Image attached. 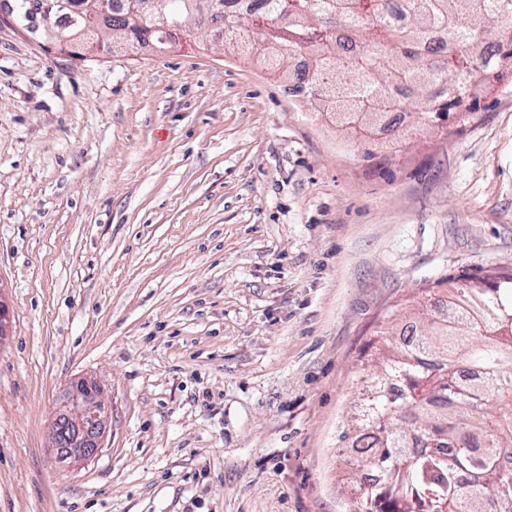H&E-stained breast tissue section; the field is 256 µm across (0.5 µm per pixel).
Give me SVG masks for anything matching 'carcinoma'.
<instances>
[{"mask_svg":"<svg viewBox=\"0 0 512 512\" xmlns=\"http://www.w3.org/2000/svg\"><path fill=\"white\" fill-rule=\"evenodd\" d=\"M133 15V0L112 12V27L164 47V30L188 19L192 0H156ZM230 34L248 18L267 48L271 70L297 52L311 53L314 75L297 74L291 95L333 98L342 125L404 105L393 95L420 96L418 122L444 131L450 116L475 111L512 69V0H405L412 27H397L386 0H208ZM455 292L430 301L426 323L368 374L367 398L343 437L357 449L354 465L379 476L356 488L355 512H512V271L462 274ZM397 383L402 398L385 390Z\"/></svg>","mask_w":512,"mask_h":512,"instance_id":"1","label":"carcinoma"}]
</instances>
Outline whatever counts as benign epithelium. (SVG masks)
<instances>
[{
	"label": "benign epithelium",
	"mask_w": 512,
	"mask_h": 512,
	"mask_svg": "<svg viewBox=\"0 0 512 512\" xmlns=\"http://www.w3.org/2000/svg\"><path fill=\"white\" fill-rule=\"evenodd\" d=\"M61 6L60 0H30L27 22L21 23L13 17V0H0V22L13 25L18 33L25 36L51 38L54 32L49 27V20ZM74 10L84 18L86 25L94 27L95 32L109 29L106 0H94L89 7L80 2L74 5ZM85 35L84 28H74L61 39L59 51L65 55L97 56L126 45L123 38L93 42L87 40ZM10 328V310L0 288V341L9 335ZM73 391L74 399L57 410V416L68 422L73 436L72 445L77 448L75 453L60 459L64 464L87 461L101 452L104 448L105 425L110 416V407L105 404L103 389L96 379L83 377L74 381Z\"/></svg>",
	"instance_id": "obj_1"
}]
</instances>
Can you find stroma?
Listing matches in <instances>:
<instances>
[{"label": "stroma", "instance_id": "1", "mask_svg": "<svg viewBox=\"0 0 512 512\" xmlns=\"http://www.w3.org/2000/svg\"><path fill=\"white\" fill-rule=\"evenodd\" d=\"M211 31L80 61L0 23V512H347L339 435L437 281L512 269V92L368 142ZM97 379L104 446L50 429Z\"/></svg>", "mask_w": 512, "mask_h": 512}]
</instances>
